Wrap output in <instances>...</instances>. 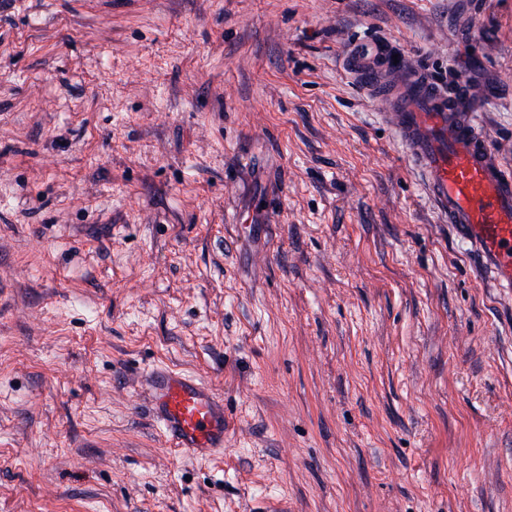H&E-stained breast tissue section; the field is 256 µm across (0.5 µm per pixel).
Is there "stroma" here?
Segmentation results:
<instances>
[{"instance_id":"obj_1","label":"stroma","mask_w":512,"mask_h":512,"mask_svg":"<svg viewBox=\"0 0 512 512\" xmlns=\"http://www.w3.org/2000/svg\"><path fill=\"white\" fill-rule=\"evenodd\" d=\"M512 170V0H0V512H512V298L344 58ZM224 397L163 446L144 367Z\"/></svg>"}]
</instances>
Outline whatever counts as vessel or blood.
<instances>
[{"label": "vessel or blood", "instance_id": "obj_1", "mask_svg": "<svg viewBox=\"0 0 512 512\" xmlns=\"http://www.w3.org/2000/svg\"><path fill=\"white\" fill-rule=\"evenodd\" d=\"M349 66L385 102V118L406 157L422 173L436 211L481 257L496 288L512 293V171L504 169L480 128L481 96L467 81L454 89L382 43L356 48ZM149 411L167 447L210 459L224 452V398L199 377L153 365L140 378Z\"/></svg>", "mask_w": 512, "mask_h": 512}]
</instances>
